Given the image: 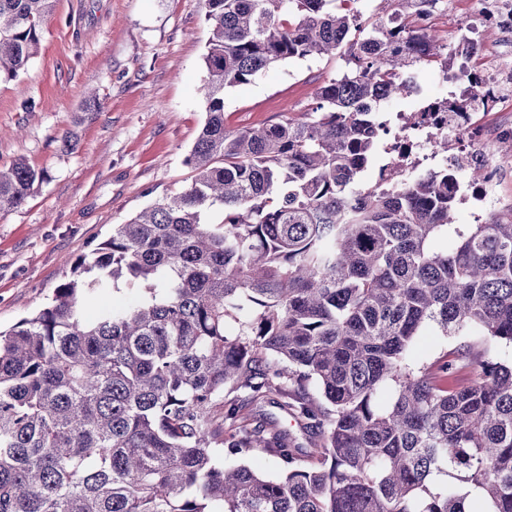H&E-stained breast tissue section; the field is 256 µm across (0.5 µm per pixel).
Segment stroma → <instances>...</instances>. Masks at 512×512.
I'll use <instances>...</instances> for the list:
<instances>
[{
  "mask_svg": "<svg viewBox=\"0 0 512 512\" xmlns=\"http://www.w3.org/2000/svg\"><path fill=\"white\" fill-rule=\"evenodd\" d=\"M463 21L512 62V36L480 26L472 0L443 16L444 43ZM209 36L204 0H57L37 57L0 80V167L23 158L46 172L24 206L0 213L1 330L50 303L113 225L190 183ZM344 67L318 56L272 66L225 89L224 119L238 128L300 116Z\"/></svg>",
  "mask_w": 512,
  "mask_h": 512,
  "instance_id": "35a3bbf8",
  "label": "stroma"
}]
</instances>
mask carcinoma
<instances>
[{"instance_id":"cac0c4a2","label":"carcinoma","mask_w":512,"mask_h":512,"mask_svg":"<svg viewBox=\"0 0 512 512\" xmlns=\"http://www.w3.org/2000/svg\"><path fill=\"white\" fill-rule=\"evenodd\" d=\"M54 2L0 0V76L38 55ZM344 2L204 0L191 183L113 225L50 305L0 331V512H512V365L492 352L512 346V209L453 223L446 167L358 186L381 103L437 50L406 16L448 2L383 0L389 23ZM340 51L310 111L224 123V89ZM44 177L0 168V213ZM123 287L129 306L82 317L83 297ZM429 327L474 340L424 364ZM256 452L280 474L234 463Z\"/></svg>"}]
</instances>
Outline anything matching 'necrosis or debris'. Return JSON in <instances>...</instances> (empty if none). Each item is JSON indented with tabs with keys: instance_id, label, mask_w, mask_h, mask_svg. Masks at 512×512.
<instances>
[{
	"instance_id": "4bbe7bcc",
	"label": "necrosis or debris",
	"mask_w": 512,
	"mask_h": 512,
	"mask_svg": "<svg viewBox=\"0 0 512 512\" xmlns=\"http://www.w3.org/2000/svg\"><path fill=\"white\" fill-rule=\"evenodd\" d=\"M471 61L483 70L484 79L478 85L462 81V89L471 96H489L490 111L512 112V65L488 67L486 50L481 44L476 45ZM402 99L413 106L415 112L410 117L402 111L387 113L391 135L382 145L384 157L377 168L375 189L404 188L419 173L429 172L441 160L436 150L438 142L448 138L456 144L459 158L467 163L480 162L485 170L482 183L469 185V197L482 203L496 202L501 165L483 156V146L489 136L512 130V124L506 122L492 128L469 116H449L447 111L441 110L439 100L424 97L418 85L403 93Z\"/></svg>"
}]
</instances>
